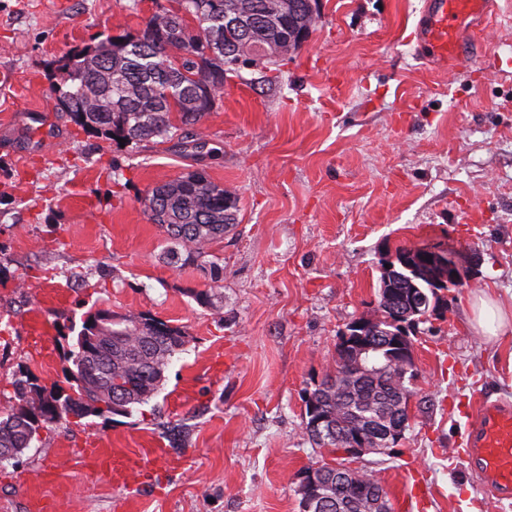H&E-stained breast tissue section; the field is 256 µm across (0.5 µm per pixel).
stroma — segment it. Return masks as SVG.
I'll return each mask as SVG.
<instances>
[{
  "label": "stroma",
  "instance_id": "stroma-1",
  "mask_svg": "<svg viewBox=\"0 0 512 512\" xmlns=\"http://www.w3.org/2000/svg\"><path fill=\"white\" fill-rule=\"evenodd\" d=\"M424 0H320L279 65L229 75L197 152L85 134L56 107L57 62L142 27L170 0H0V407L19 366L60 379L89 308L148 313L189 341L128 416L53 423L0 465V512H301L302 472L332 461L303 429L306 391L339 333L375 314L386 251L445 242L469 283L412 338L409 427L371 471L392 512H512L467 469L466 412L512 403V333L468 323L478 290L512 304V0L470 36V61L417 56ZM64 147L42 154L43 136ZM202 169L239 199L209 280L161 259L148 188Z\"/></svg>",
  "mask_w": 512,
  "mask_h": 512
}]
</instances>
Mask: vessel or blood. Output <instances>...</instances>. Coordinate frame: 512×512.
Returning <instances> with one entry per match:
<instances>
[{"mask_svg":"<svg viewBox=\"0 0 512 512\" xmlns=\"http://www.w3.org/2000/svg\"><path fill=\"white\" fill-rule=\"evenodd\" d=\"M496 10V0H425L417 26L424 60L445 69L470 55L468 33ZM462 455L497 499L512 498V407L482 398Z\"/></svg>","mask_w":512,"mask_h":512,"instance_id":"b4317fda","label":"vessel or blood"}]
</instances>
